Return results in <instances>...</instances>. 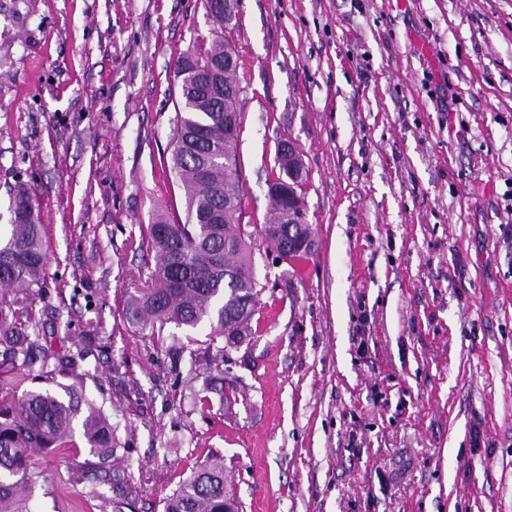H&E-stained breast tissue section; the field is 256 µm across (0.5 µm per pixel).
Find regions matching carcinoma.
Segmentation results:
<instances>
[{"instance_id": "cac0c4a2", "label": "carcinoma", "mask_w": 512, "mask_h": 512, "mask_svg": "<svg viewBox=\"0 0 512 512\" xmlns=\"http://www.w3.org/2000/svg\"><path fill=\"white\" fill-rule=\"evenodd\" d=\"M205 0L215 38H195L179 53L175 76L180 99L171 119L170 171L185 194V219L158 213L131 236V246L146 255L141 288L128 303L152 331L166 326L191 331L210 327V342L196 360H222L223 337L239 341L251 334L259 303L252 254L245 241L243 191L237 176L238 136L224 119L240 120L242 88L235 79L238 59L221 42L224 11ZM275 179L297 188L304 171L295 154L276 155ZM273 214L261 234L276 247L281 261H304L314 247L306 221L284 220L288 207L306 210L304 198L293 202L269 195ZM12 223L0 232V512H30L27 501L41 472L31 458L35 449L62 448L73 442L74 421L81 422L84 443L101 459L116 455L121 443L104 413L82 392L64 387L22 389V371L49 357L37 355L39 321L27 300L46 281L43 225L36 200L24 184L10 194ZM224 458L217 456L191 472L164 500L163 512H239L226 493Z\"/></svg>"}]
</instances>
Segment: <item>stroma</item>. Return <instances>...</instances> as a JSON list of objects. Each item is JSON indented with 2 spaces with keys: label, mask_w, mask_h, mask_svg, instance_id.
I'll use <instances>...</instances> for the list:
<instances>
[{
  "label": "stroma",
  "mask_w": 512,
  "mask_h": 512,
  "mask_svg": "<svg viewBox=\"0 0 512 512\" xmlns=\"http://www.w3.org/2000/svg\"><path fill=\"white\" fill-rule=\"evenodd\" d=\"M204 0H0V224L45 227L31 298L125 445L134 512L209 457L242 512H512V0H239L251 336L192 364L128 310V245L183 210L165 163ZM307 171L301 270L260 234L280 142ZM84 447L36 455L31 512H112Z\"/></svg>",
  "instance_id": "stroma-1"
}]
</instances>
